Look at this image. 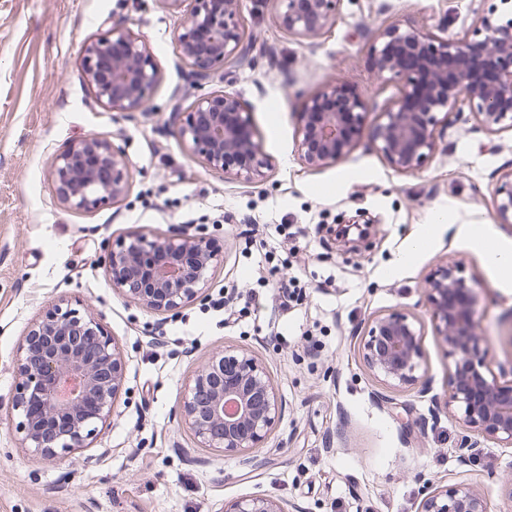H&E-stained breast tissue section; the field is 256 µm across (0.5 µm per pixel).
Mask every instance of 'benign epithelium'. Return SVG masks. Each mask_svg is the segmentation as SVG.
Masks as SVG:
<instances>
[{"label":"benign epithelium","mask_w":512,"mask_h":512,"mask_svg":"<svg viewBox=\"0 0 512 512\" xmlns=\"http://www.w3.org/2000/svg\"><path fill=\"white\" fill-rule=\"evenodd\" d=\"M186 18L174 33L192 85L202 87L230 60L257 66L244 46L239 0H163ZM280 25L302 38L318 35L338 0H276ZM373 47L377 75L402 81L400 96L373 129L386 162L402 172L421 169L433 155L438 124L459 100L473 105L483 125L512 129V17L483 18L472 37L445 39L394 26ZM83 81L96 102L114 112H147L160 71L144 40L111 28L81 45ZM365 106L334 80L307 100L300 112L298 155L309 168L335 163L361 136ZM182 146L210 171L247 182L271 167L255 140L239 97L226 90L195 93L177 112ZM51 178L58 202L88 211L123 199L130 186L125 150L108 136L89 133L57 155ZM496 215L512 224V170L495 190ZM223 252L200 234L178 238L129 234L108 252L112 288L158 313H174L204 296ZM432 324L455 356L448 409L467 427L512 447V381L497 378L475 318L474 285L458 264L444 266L428 281ZM421 329L409 315L392 310L375 318L364 337L369 368L393 386L419 381ZM18 382L11 397L25 447L55 459L90 447L97 424L112 414L126 366L101 322L60 300L30 326L16 360ZM283 413L265 367L234 349L214 354L181 391L180 423L205 448L238 453L260 447ZM224 512H286L264 495L224 502ZM419 512H489L486 497L469 486L427 489Z\"/></svg>","instance_id":"benign-epithelium-1"}]
</instances>
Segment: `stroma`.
I'll return each instance as SVG.
<instances>
[{
	"mask_svg": "<svg viewBox=\"0 0 512 512\" xmlns=\"http://www.w3.org/2000/svg\"><path fill=\"white\" fill-rule=\"evenodd\" d=\"M240 3L259 66L225 63L210 87L238 94L272 162L252 182L209 171L177 138L172 107L189 92L172 37L181 10L163 0H0V512H223L246 495L290 512H419L426 485H466L486 493L489 512H512V447L448 411L454 358L426 295L436 268L462 262L488 360L512 372V280L460 231L484 225L512 249V224L495 213L512 131L486 129L458 102L461 121L442 126L413 174L391 168L372 137L401 91L373 69L380 33L400 25L456 39L500 0H340L310 39L279 25L275 0ZM114 25L142 35L159 63L152 112L114 115L81 77V44ZM333 79L364 102L363 136L313 170L297 155L298 114ZM92 132L124 147L130 190L70 211L51 164ZM352 222L368 227L354 251L336 238ZM132 232L211 237L224 263L207 298L162 315L114 291L107 249ZM420 235L425 248L406 255ZM292 276L302 289L283 309L275 284ZM226 291L244 301L234 323L212 304ZM60 298L102 316L127 371L92 448L51 460L25 448L10 400L18 346ZM393 308L424 332L422 377L409 386L386 385L363 357L372 320ZM226 348L266 366L284 409L262 447L243 454L199 447L178 424L182 386Z\"/></svg>",
	"mask_w": 512,
	"mask_h": 512,
	"instance_id": "35a3bbf8",
	"label": "stroma"
}]
</instances>
